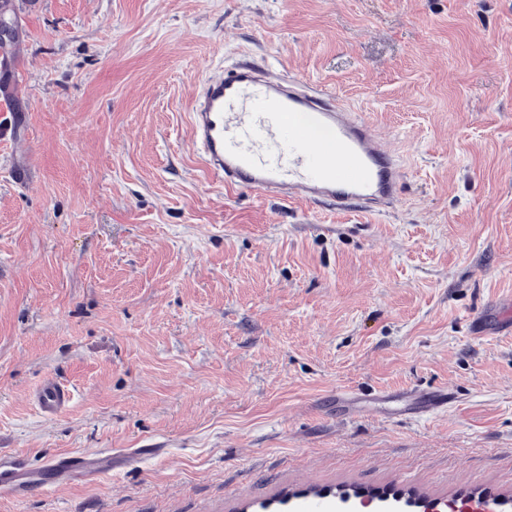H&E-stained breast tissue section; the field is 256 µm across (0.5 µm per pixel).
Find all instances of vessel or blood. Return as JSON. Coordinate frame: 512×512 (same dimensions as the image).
I'll list each match as a JSON object with an SVG mask.
<instances>
[{
	"mask_svg": "<svg viewBox=\"0 0 512 512\" xmlns=\"http://www.w3.org/2000/svg\"><path fill=\"white\" fill-rule=\"evenodd\" d=\"M193 142L211 175L228 188L247 187L288 202L325 203L340 212L378 215L394 209L404 179L402 156L374 126L329 92L296 77L237 63L207 75L192 112ZM43 417L60 413L70 389L55 380L32 393ZM446 390L418 402L419 416L447 410ZM28 470L0 463V488L18 497Z\"/></svg>",
	"mask_w": 512,
	"mask_h": 512,
	"instance_id": "b4317fda",
	"label": "vessel or blood"
}]
</instances>
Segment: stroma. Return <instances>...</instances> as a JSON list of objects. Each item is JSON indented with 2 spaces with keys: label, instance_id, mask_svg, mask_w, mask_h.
I'll list each match as a JSON object with an SVG mask.
<instances>
[{
  "label": "stroma",
  "instance_id": "stroma-1",
  "mask_svg": "<svg viewBox=\"0 0 512 512\" xmlns=\"http://www.w3.org/2000/svg\"><path fill=\"white\" fill-rule=\"evenodd\" d=\"M6 2L0 460L38 477L0 512H512V0ZM239 60L364 112L409 163L396 208L225 191L189 113ZM444 387L424 418L336 398ZM34 404L43 417L52 418L60 413L71 401V390L55 380L39 385L32 393Z\"/></svg>",
  "mask_w": 512,
  "mask_h": 512
}]
</instances>
